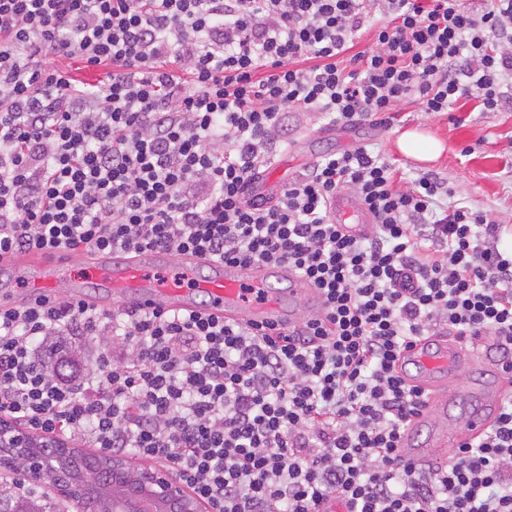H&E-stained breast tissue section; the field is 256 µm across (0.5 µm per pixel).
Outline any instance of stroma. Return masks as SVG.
<instances>
[{"label":"stroma","mask_w":512,"mask_h":512,"mask_svg":"<svg viewBox=\"0 0 512 512\" xmlns=\"http://www.w3.org/2000/svg\"><path fill=\"white\" fill-rule=\"evenodd\" d=\"M408 130L438 139L444 147L440 158L425 164L403 155L397 140ZM362 144L406 176L434 173L445 178L456 199L482 211L488 220L512 225V111L483 112L468 98L440 113L423 112L417 104L403 102L391 126L365 122L337 128L335 135L316 140L311 150L299 149L289 156L278 178L288 184L305 173L315 157Z\"/></svg>","instance_id":"stroma-1"}]
</instances>
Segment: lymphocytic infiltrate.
Returning a JSON list of instances; mask_svg holds the SVG:
<instances>
[{
    "mask_svg": "<svg viewBox=\"0 0 512 512\" xmlns=\"http://www.w3.org/2000/svg\"><path fill=\"white\" fill-rule=\"evenodd\" d=\"M372 50L355 40L372 12ZM77 69L104 68L85 88ZM512 97V0H0V257L163 248L285 263L322 317L254 331L214 316L53 297L0 309V421L171 463L207 512H512V398L447 463L407 461L424 395L401 352L494 337L512 375V227L434 174L396 185L366 147L324 155L277 198L251 193L288 116L334 124L408 100L444 112ZM355 193L368 235L330 216ZM97 342L94 367L46 337Z\"/></svg>",
    "mask_w": 512,
    "mask_h": 512,
    "instance_id": "obj_1",
    "label": "lymphocytic infiltrate"
}]
</instances>
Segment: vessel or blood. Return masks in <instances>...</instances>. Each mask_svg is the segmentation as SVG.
Wrapping results in <instances>:
<instances>
[{
    "instance_id": "1",
    "label": "vessel or blood",
    "mask_w": 512,
    "mask_h": 512,
    "mask_svg": "<svg viewBox=\"0 0 512 512\" xmlns=\"http://www.w3.org/2000/svg\"><path fill=\"white\" fill-rule=\"evenodd\" d=\"M336 223L353 237L368 233L373 219L363 203L349 193L338 194L330 207ZM92 285L105 295L125 296V306L136 310L195 311L198 309L249 328L284 330L302 316L322 313L320 290L283 263L232 264L208 262L199 273V257L173 255L162 248L144 249L124 256L117 251L95 254ZM177 265V282L159 285L145 274L147 267ZM24 279L30 299L55 296L66 287L72 301L83 302L78 286L83 278L69 254L33 251L0 258V279ZM459 341L431 336L416 341L398 361L401 376L426 395L425 406L409 426L403 441L407 460L423 465L464 438L484 433L501 401L512 396V377L495 371L491 383L460 394L452 386L466 364Z\"/></svg>"
}]
</instances>
